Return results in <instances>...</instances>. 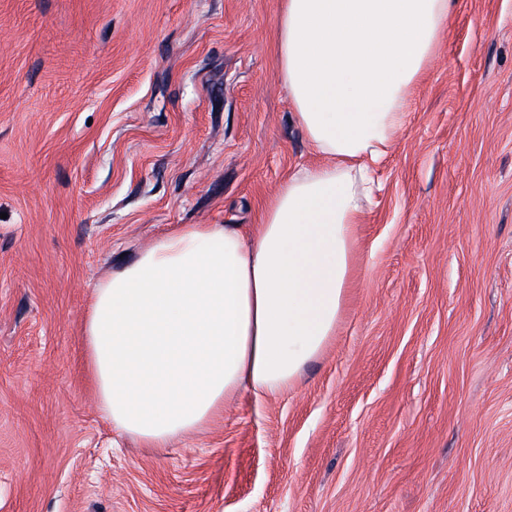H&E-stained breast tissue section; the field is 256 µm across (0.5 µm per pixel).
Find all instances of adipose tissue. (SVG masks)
<instances>
[{"instance_id":"obj_1","label":"adipose tissue","mask_w":512,"mask_h":512,"mask_svg":"<svg viewBox=\"0 0 512 512\" xmlns=\"http://www.w3.org/2000/svg\"><path fill=\"white\" fill-rule=\"evenodd\" d=\"M455 0H284L276 53L293 123L320 157L249 233L185 224L94 292L83 334L119 433L164 448L240 393L288 391L336 334L373 167Z\"/></svg>"}]
</instances>
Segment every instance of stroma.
I'll return each mask as SVG.
<instances>
[{
    "instance_id": "stroma-1",
    "label": "stroma",
    "mask_w": 512,
    "mask_h": 512,
    "mask_svg": "<svg viewBox=\"0 0 512 512\" xmlns=\"http://www.w3.org/2000/svg\"><path fill=\"white\" fill-rule=\"evenodd\" d=\"M281 6L0 0V512H512V0H457L288 393L167 448L101 411L96 286L179 225L248 232L319 161Z\"/></svg>"
}]
</instances>
